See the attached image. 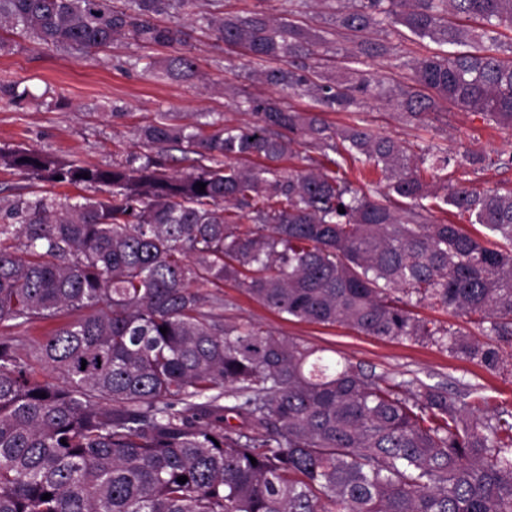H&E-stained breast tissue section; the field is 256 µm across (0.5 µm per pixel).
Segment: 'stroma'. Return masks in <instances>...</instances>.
<instances>
[{
	"label": "stroma",
	"mask_w": 512,
	"mask_h": 512,
	"mask_svg": "<svg viewBox=\"0 0 512 512\" xmlns=\"http://www.w3.org/2000/svg\"><path fill=\"white\" fill-rule=\"evenodd\" d=\"M260 12L273 19L286 18L284 0H197L191 14L172 12L162 23L181 26L189 38L185 46L196 63L188 81L169 79L166 47L143 48L133 41L116 42L91 54L36 44L6 34L0 49V84L15 83L27 96L17 103L0 101V148H27L63 161L107 167L139 155L137 131L157 113H170L175 122L198 123L204 133L213 125H239L252 121L239 108V90L272 97L275 89L247 79L252 60L224 45L208 28L213 13L247 16ZM394 55L366 61L365 69L384 80H405L408 69L397 60H410L434 50L430 40L391 35ZM372 131L427 147L442 144L458 155L480 153L483 164L462 163L449 173L452 182L479 189H512V168L502 160L512 157V130L487 122L482 115L442 103L426 125L402 121L385 102L373 100L360 114ZM0 188L9 195L48 196L78 201L96 196L95 188L55 184L0 165ZM225 315L258 324L277 336L328 349L339 360L361 364L375 374L416 376L429 385L455 389L480 384L490 406L512 407V355L498 370L453 357L430 344L388 341L342 326H321L283 319L252 300L236 283L224 285Z\"/></svg>",
	"instance_id": "stroma-1"
}]
</instances>
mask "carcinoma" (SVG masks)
Wrapping results in <instances>:
<instances>
[{"label": "carcinoma", "mask_w": 512, "mask_h": 512, "mask_svg": "<svg viewBox=\"0 0 512 512\" xmlns=\"http://www.w3.org/2000/svg\"><path fill=\"white\" fill-rule=\"evenodd\" d=\"M194 2L0 0V28L79 52L121 39L174 48L186 33L158 17ZM285 4L287 20L207 24L265 63L259 80L318 111L247 96L257 120L210 134L161 112L139 130V164L0 149V164L110 189L75 203L0 198V325L65 318L24 354L0 336V512H512L511 408L484 409L474 384L369 374L233 321L223 292L233 281L288 320L499 366L512 346V189L436 188L423 173L459 165L448 147L417 155L357 121L335 132L321 114L379 95L383 80L358 65L390 47L370 34L407 31L438 49L397 64L411 74L387 100L403 121L449 102L512 129V41L494 35L512 31V0H336L340 78L312 63L326 38L298 19L307 0ZM195 68L184 52L165 65L174 80ZM299 136L332 168L310 155L273 167ZM168 147L199 165L167 172ZM352 168L380 171L384 190L354 187ZM435 210L489 235L432 221ZM413 302L478 316L488 340L417 317ZM32 360L59 381L34 378Z\"/></svg>", "instance_id": "carcinoma-1"}]
</instances>
